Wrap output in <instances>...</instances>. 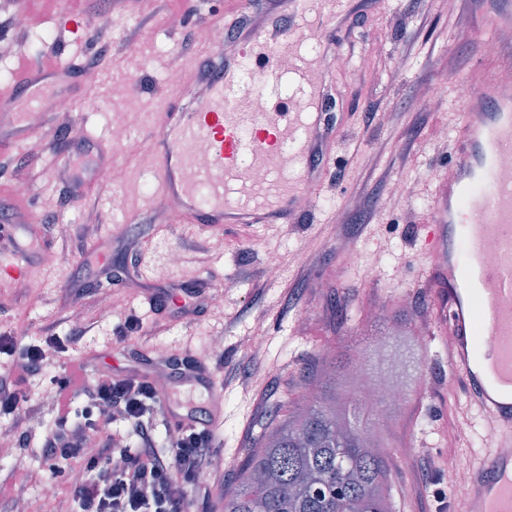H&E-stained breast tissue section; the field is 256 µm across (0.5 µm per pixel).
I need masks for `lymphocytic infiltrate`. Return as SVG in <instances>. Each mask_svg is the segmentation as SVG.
I'll return each instance as SVG.
<instances>
[{
  "instance_id": "1",
  "label": "lymphocytic infiltrate",
  "mask_w": 512,
  "mask_h": 512,
  "mask_svg": "<svg viewBox=\"0 0 512 512\" xmlns=\"http://www.w3.org/2000/svg\"><path fill=\"white\" fill-rule=\"evenodd\" d=\"M83 332L48 336L18 346L0 335V415L8 417L15 439L9 469L0 472V502L18 503L35 484L48 487L53 512H192L194 505L218 512L225 471L215 463L219 450L208 426L210 408H194L196 423L159 437L167 416L157 378L132 369L123 375L69 357ZM62 359L64 376L49 399L55 425L40 437L28 426L31 378ZM86 403L76 412V399ZM38 440L44 467L28 465L31 440Z\"/></svg>"
}]
</instances>
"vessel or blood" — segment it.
Instances as JSON below:
<instances>
[{"instance_id":"vessel-or-blood-1","label":"vessel or blood","mask_w":512,"mask_h":512,"mask_svg":"<svg viewBox=\"0 0 512 512\" xmlns=\"http://www.w3.org/2000/svg\"><path fill=\"white\" fill-rule=\"evenodd\" d=\"M255 18L240 33L238 54L211 47L188 82L208 106L179 103L160 115L151 139L161 199H176L178 224L202 231L232 226L284 228L302 222L300 195L320 197L336 133L334 80L328 53L361 0H234ZM466 37L483 25H512V0H461ZM512 46L477 59L461 97L455 152L433 178V207L423 228L420 282L430 295L433 330L448 343L457 383L484 415L491 446L470 465L465 500L483 512H512V178L500 167L512 153ZM72 65L27 67L0 88V123L20 139L28 130L17 112L52 86L70 83ZM494 242L496 258L483 251ZM16 262L0 280L24 283L33 245L16 242Z\"/></svg>"}]
</instances>
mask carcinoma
I'll list each match as a JSON object with an SVG mask.
<instances>
[{
	"instance_id": "1",
	"label": "carcinoma",
	"mask_w": 512,
	"mask_h": 512,
	"mask_svg": "<svg viewBox=\"0 0 512 512\" xmlns=\"http://www.w3.org/2000/svg\"><path fill=\"white\" fill-rule=\"evenodd\" d=\"M352 364L338 369L336 359L322 358L313 397L247 451L241 484L224 499V512H392L388 456L367 449L376 425L372 407L360 395L350 408L339 403V371L359 380L372 374L367 358L358 372Z\"/></svg>"
}]
</instances>
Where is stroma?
Segmentation results:
<instances>
[{
  "mask_svg": "<svg viewBox=\"0 0 512 512\" xmlns=\"http://www.w3.org/2000/svg\"><path fill=\"white\" fill-rule=\"evenodd\" d=\"M103 2L37 6L25 34L6 23L23 0H0V45L12 49L0 60V85L25 62L61 54L78 66L89 56L99 58L95 83L77 75L65 96L74 111L72 129L60 126L56 111L39 105L25 114L29 135L0 145V160L8 162L0 170V209L12 220L25 216V229L52 243L34 254L24 288L0 285V331L28 324V334L17 339L22 347L52 333L66 335L73 315H80L89 327L80 351L122 374L145 349L135 337L120 342L115 334L132 317L143 328L152 326L155 314L147 295L187 280L211 279L224 296L223 310L204 307L191 321L170 316L153 347L195 355L211 337L220 336L225 370H246L256 379L250 392L234 385L221 389L224 423L216 428L215 440L229 494L239 484L245 450L259 447L263 429L287 419L311 383L315 360L330 350L368 348L371 338L362 323L369 319L374 327H392L406 306L419 314V328L431 329L429 294L419 278L423 254L415 241L416 224L433 202L426 175L436 172L452 147L458 123L449 112L458 106L455 87L472 66L474 51L453 36L450 0H380L373 16L355 30L362 54L333 64L339 86H351L353 95L343 103L347 116L332 144L329 189L304 209L310 223L289 231L236 227L200 232L168 226L163 219L146 145L166 104L169 72L187 75L201 48L197 32L223 23L224 0H191L193 13L183 19L172 0H121L110 13ZM442 76L447 88L433 95ZM86 92L96 96L99 111H82ZM370 98L380 100L382 115L367 126L361 114ZM118 125L129 128L139 142L137 154L113 140L111 129ZM75 129L104 142L107 155L89 152L90 166L74 174L66 171L64 158L79 151L69 141ZM407 143L412 152L404 164L399 154ZM115 168L122 169V182L111 180ZM20 180L26 191L17 190ZM395 182L403 183L408 195L391 204L387 190ZM367 185L377 190L371 209L347 226L354 213L338 189L348 187L356 196ZM116 196L124 200L118 214L112 210ZM128 246L152 253L150 270L132 267L124 252ZM103 248L113 272L121 276L107 291L113 312L106 319L87 310L84 299L62 292L77 277L83 287H94L83 266ZM351 248L362 254V266L349 264ZM171 250L180 252V264L168 263ZM272 256L280 265L274 278L266 271ZM371 266L378 269L372 279L365 275ZM245 269L257 273L262 291L242 278ZM257 333L265 338L263 351H245L243 338ZM404 340L420 359L421 371L407 398L375 428L389 454L393 512H415V488L436 489L439 479L438 472L425 474L405 462L409 444L435 461L450 445L467 461L482 459L488 446L479 411L462 394L448 391L447 350L431 339L416 342L410 332ZM457 418L469 421L470 432L451 444L443 430Z\"/></svg>",
  "mask_w": 512,
  "mask_h": 512,
  "instance_id": "35a3bbf8",
  "label": "stroma"
}]
</instances>
